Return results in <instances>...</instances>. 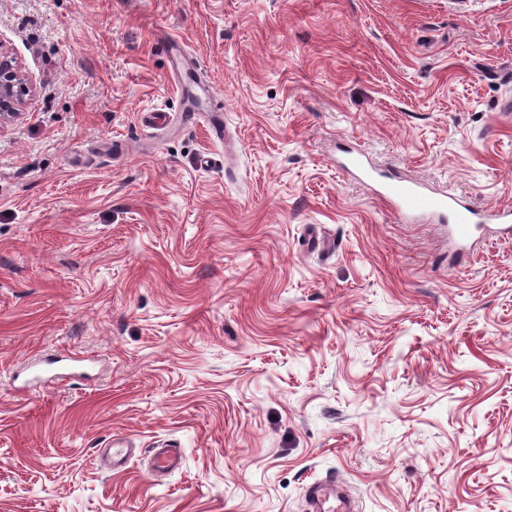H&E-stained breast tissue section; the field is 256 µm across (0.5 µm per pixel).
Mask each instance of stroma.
<instances>
[{
    "instance_id": "obj_1",
    "label": "stroma",
    "mask_w": 512,
    "mask_h": 512,
    "mask_svg": "<svg viewBox=\"0 0 512 512\" xmlns=\"http://www.w3.org/2000/svg\"><path fill=\"white\" fill-rule=\"evenodd\" d=\"M0 50L34 87L0 123V512H307L325 477L512 512V239L456 256L336 165L512 207V0H0ZM130 441L124 439H112L108 444V465L113 470L123 469L134 452ZM112 450V452H111Z\"/></svg>"
}]
</instances>
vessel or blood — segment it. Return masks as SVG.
I'll use <instances>...</instances> for the list:
<instances>
[{"mask_svg":"<svg viewBox=\"0 0 512 512\" xmlns=\"http://www.w3.org/2000/svg\"><path fill=\"white\" fill-rule=\"evenodd\" d=\"M378 199L401 218L427 217L451 224L460 242H468L478 223L499 225L503 234H512V209L491 206L477 211L463 205L452 189L435 190L419 182L390 180L382 183ZM308 512H353L350 500L335 485L313 481L304 487Z\"/></svg>","mask_w":512,"mask_h":512,"instance_id":"vessel-or-blood-1","label":"vessel or blood"}]
</instances>
